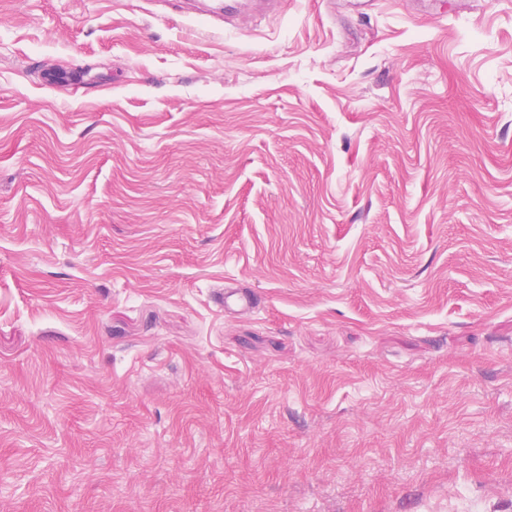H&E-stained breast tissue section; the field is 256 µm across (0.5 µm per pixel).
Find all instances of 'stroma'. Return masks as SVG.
Returning a JSON list of instances; mask_svg holds the SVG:
<instances>
[{
	"instance_id": "35a3bbf8",
	"label": "stroma",
	"mask_w": 512,
	"mask_h": 512,
	"mask_svg": "<svg viewBox=\"0 0 512 512\" xmlns=\"http://www.w3.org/2000/svg\"><path fill=\"white\" fill-rule=\"evenodd\" d=\"M472 501L512 512V0H0V512Z\"/></svg>"
}]
</instances>
